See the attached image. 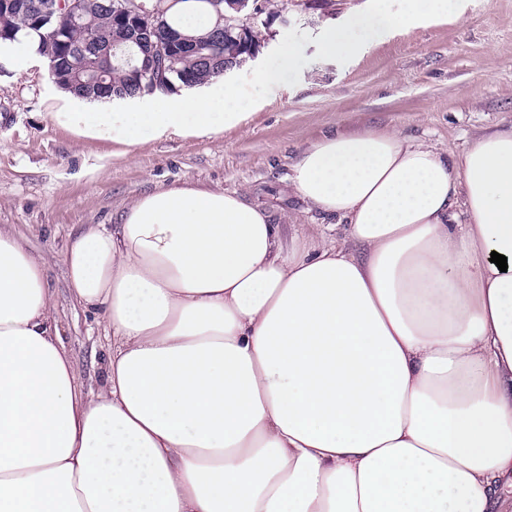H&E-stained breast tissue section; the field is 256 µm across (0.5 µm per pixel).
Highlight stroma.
I'll return each mask as SVG.
<instances>
[{
  "mask_svg": "<svg viewBox=\"0 0 512 512\" xmlns=\"http://www.w3.org/2000/svg\"><path fill=\"white\" fill-rule=\"evenodd\" d=\"M447 2L444 13L410 21L408 0H384L399 24L349 58L324 54L322 35L373 0H335L327 12L290 6L289 23L263 30L255 59L224 78L248 111L239 126L138 147L79 135L69 121L79 104L50 79L46 61L23 69L0 59V225L44 259L84 390L102 384L111 348L100 313L67 288L63 256L80 225L115 223L138 195L186 182L247 193L286 234L314 237L324 218L291 178L301 150L325 134L398 132L455 158L483 132L512 125V0ZM286 51L295 69L257 86L256 71Z\"/></svg>",
  "mask_w": 512,
  "mask_h": 512,
  "instance_id": "stroma-1",
  "label": "stroma"
}]
</instances>
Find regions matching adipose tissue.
Listing matches in <instances>:
<instances>
[{"mask_svg": "<svg viewBox=\"0 0 512 512\" xmlns=\"http://www.w3.org/2000/svg\"><path fill=\"white\" fill-rule=\"evenodd\" d=\"M395 20L329 27L348 57ZM223 82L80 134L135 147L233 128ZM345 239L284 244L248 194L172 185L64 254L112 352L84 392L44 261L0 225V512H498L512 475V127L456 161L370 128L294 164ZM504 255L507 271L491 263Z\"/></svg>", "mask_w": 512, "mask_h": 512, "instance_id": "adipose-tissue-1", "label": "adipose tissue"}]
</instances>
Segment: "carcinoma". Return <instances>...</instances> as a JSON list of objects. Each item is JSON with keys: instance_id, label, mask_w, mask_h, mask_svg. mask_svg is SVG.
<instances>
[{"instance_id": "carcinoma-1", "label": "carcinoma", "mask_w": 512, "mask_h": 512, "mask_svg": "<svg viewBox=\"0 0 512 512\" xmlns=\"http://www.w3.org/2000/svg\"><path fill=\"white\" fill-rule=\"evenodd\" d=\"M146 6L164 4L166 9L157 18L158 34L180 33V13L186 9L198 10L212 19V28L204 35H192L197 46L192 53L184 52L168 62V77L172 87H182V76L187 75L193 86L200 87L215 78L224 76V70L238 69L259 51L258 32L270 27L278 13L275 0H263L260 16L249 25L242 19L253 11L254 0H220L219 6L210 0H145ZM111 0H81L83 25L72 29L52 42H37V52L44 58L55 57L59 64L69 61L80 70L79 81L66 87L76 97L89 100H104L107 95L100 92L91 76L101 71L109 75L112 96L115 98L139 95L141 78L125 60L112 55L111 45L116 42L121 24L110 8ZM35 37L25 15L6 14L0 11V44L15 42L18 34Z\"/></svg>"}]
</instances>
